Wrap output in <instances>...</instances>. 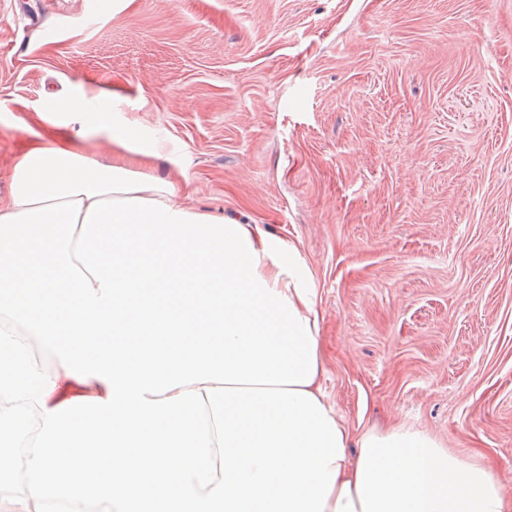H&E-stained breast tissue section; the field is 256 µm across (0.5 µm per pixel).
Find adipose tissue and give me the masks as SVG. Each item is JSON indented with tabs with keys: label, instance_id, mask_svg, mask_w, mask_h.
<instances>
[{
	"label": "adipose tissue",
	"instance_id": "adipose-tissue-1",
	"mask_svg": "<svg viewBox=\"0 0 512 512\" xmlns=\"http://www.w3.org/2000/svg\"><path fill=\"white\" fill-rule=\"evenodd\" d=\"M111 112L49 99L59 135L27 145L0 195V506L512 512L490 465L435 436L348 426L322 388L296 247L140 179L161 142ZM73 124L106 136L111 160L76 151Z\"/></svg>",
	"mask_w": 512,
	"mask_h": 512
}]
</instances>
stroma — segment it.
<instances>
[{"mask_svg":"<svg viewBox=\"0 0 512 512\" xmlns=\"http://www.w3.org/2000/svg\"><path fill=\"white\" fill-rule=\"evenodd\" d=\"M0 0V189L49 96L159 138L138 169L295 244L322 387L512 491V0ZM187 158L185 174L176 162Z\"/></svg>","mask_w":512,"mask_h":512,"instance_id":"35a3bbf8","label":"stroma"}]
</instances>
